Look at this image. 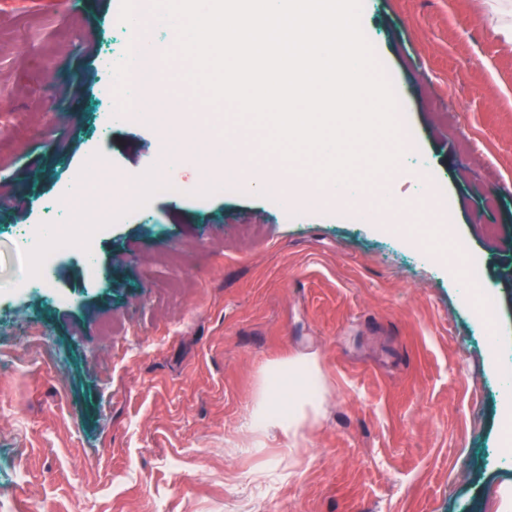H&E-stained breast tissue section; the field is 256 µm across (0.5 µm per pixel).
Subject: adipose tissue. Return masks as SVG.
<instances>
[{
	"mask_svg": "<svg viewBox=\"0 0 512 512\" xmlns=\"http://www.w3.org/2000/svg\"><path fill=\"white\" fill-rule=\"evenodd\" d=\"M322 385L316 357L301 356L268 368V378L254 409V424L298 436L320 408Z\"/></svg>",
	"mask_w": 512,
	"mask_h": 512,
	"instance_id": "ef3b65f1",
	"label": "adipose tissue"
}]
</instances>
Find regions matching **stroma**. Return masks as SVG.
<instances>
[{
	"label": "stroma",
	"instance_id": "35a3bbf8",
	"mask_svg": "<svg viewBox=\"0 0 512 512\" xmlns=\"http://www.w3.org/2000/svg\"><path fill=\"white\" fill-rule=\"evenodd\" d=\"M363 32L404 105L408 149L451 214L284 205L237 185H149L160 134L113 121L98 59L121 0H0V512H493L512 465V41L484 0H369ZM211 126L249 166L288 178L263 132L222 105ZM119 220L96 229L100 280L60 255L49 294L21 292L9 235L43 221L92 162ZM471 263L464 279L462 263ZM494 301V323L469 291ZM313 355L322 410L301 437L251 425L264 368Z\"/></svg>",
	"mask_w": 512,
	"mask_h": 512
}]
</instances>
